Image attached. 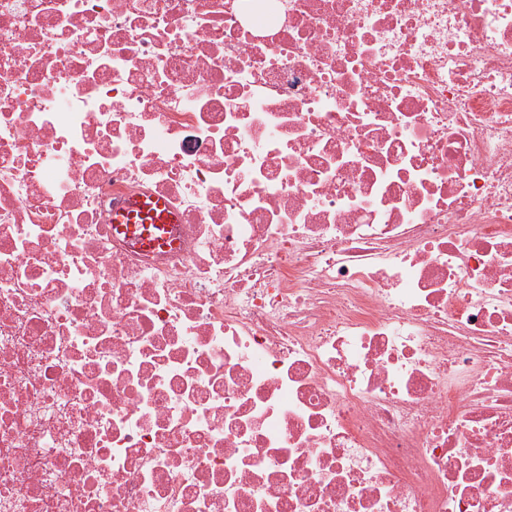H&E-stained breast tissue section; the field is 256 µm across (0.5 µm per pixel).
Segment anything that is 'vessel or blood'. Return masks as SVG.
I'll return each mask as SVG.
<instances>
[{"label":"vessel or blood","mask_w":512,"mask_h":512,"mask_svg":"<svg viewBox=\"0 0 512 512\" xmlns=\"http://www.w3.org/2000/svg\"><path fill=\"white\" fill-rule=\"evenodd\" d=\"M179 216L164 200L137 197L112 214V227L117 232L136 236L141 249L153 251L166 247L170 227Z\"/></svg>","instance_id":"b4317fda"}]
</instances>
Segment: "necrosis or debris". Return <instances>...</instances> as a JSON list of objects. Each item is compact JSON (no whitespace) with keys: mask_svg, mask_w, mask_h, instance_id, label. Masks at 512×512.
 <instances>
[{"mask_svg":"<svg viewBox=\"0 0 512 512\" xmlns=\"http://www.w3.org/2000/svg\"><path fill=\"white\" fill-rule=\"evenodd\" d=\"M0 512H512V0H0ZM137 218L139 222H136ZM112 223V230L129 237L134 236L138 230L137 225L130 224H147L142 226L136 238L141 249L153 251L167 246L171 237L169 224H179V215L164 200L143 196L130 200L124 207L113 212Z\"/></svg>","mask_w":512,"mask_h":512,"instance_id":"1","label":"necrosis or debris"}]
</instances>
